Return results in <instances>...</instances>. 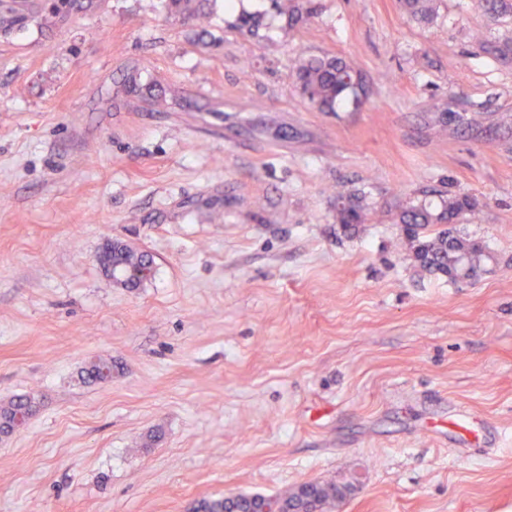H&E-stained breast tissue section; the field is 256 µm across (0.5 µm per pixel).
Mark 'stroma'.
Listing matches in <instances>:
<instances>
[{
  "mask_svg": "<svg viewBox=\"0 0 512 512\" xmlns=\"http://www.w3.org/2000/svg\"><path fill=\"white\" fill-rule=\"evenodd\" d=\"M316 0L292 26L165 0L0 29V512H193L308 481L331 512H512V12ZM353 60L361 105L316 109L296 58ZM139 70L169 106L126 95ZM456 115L446 129L435 108ZM476 200L474 280L422 268L400 207ZM382 221L339 223L344 200ZM121 241L151 279L113 286ZM112 361V380L83 367ZM482 414L470 446L448 412ZM35 401L28 395L16 396L0 405V434L8 435L14 431V419L17 415H31ZM317 490V498L314 500H310L308 504L310 505L309 511L313 512H327L323 511L324 508L328 507L331 503L336 501V495H342L343 491L340 487H337L336 484L327 483V484H314L313 485ZM318 509V511H314Z\"/></svg>",
  "mask_w": 512,
  "mask_h": 512,
  "instance_id": "35a3bbf8",
  "label": "stroma"
}]
</instances>
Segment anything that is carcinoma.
I'll return each instance as SVG.
<instances>
[{
	"instance_id": "1",
	"label": "carcinoma",
	"mask_w": 512,
	"mask_h": 512,
	"mask_svg": "<svg viewBox=\"0 0 512 512\" xmlns=\"http://www.w3.org/2000/svg\"><path fill=\"white\" fill-rule=\"evenodd\" d=\"M273 8L288 18L292 24L304 20V16L313 13L312 0H307L308 8H303L299 0H271ZM94 0H48L43 5L52 17L64 19L69 14L86 10L93 6ZM407 13L424 22L434 15L433 0H402ZM168 9L180 14L196 16L199 14L198 0H166ZM358 71L352 63L336 56L308 57L297 61L295 79L300 93L315 107L323 112H334L339 102L352 98L359 105L358 91L352 81ZM125 91L129 94L146 96L152 104L164 106L162 92L156 89L151 80L142 78L141 73L134 72L124 81ZM476 208V201L468 196H448L434 207L430 204H417L404 208L398 215V223L416 232L432 224H450L460 215ZM367 220L364 208L350 204L339 209V221L342 224H363ZM485 255V248L475 241L457 237L444 229L433 237L417 245L415 258L425 268L444 273L453 279L467 275L468 266H477ZM121 265V269L112 275V282L123 287H133L147 280L153 272L152 263L146 261L145 255L135 251L126 244H118L117 249L108 245L99 256L102 267L110 262ZM35 408V401L28 395L16 396L0 405V434L8 435L14 431V419L18 415H30ZM317 498L309 501L310 510L323 509L336 501V496L343 494L341 488L333 483L314 484ZM254 504L249 496L223 497L204 502V512H250Z\"/></svg>"
}]
</instances>
